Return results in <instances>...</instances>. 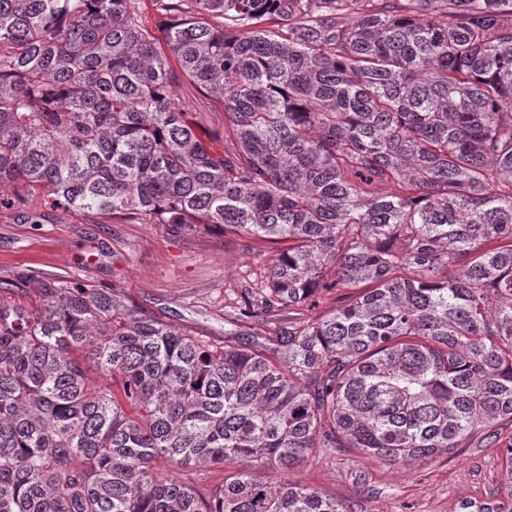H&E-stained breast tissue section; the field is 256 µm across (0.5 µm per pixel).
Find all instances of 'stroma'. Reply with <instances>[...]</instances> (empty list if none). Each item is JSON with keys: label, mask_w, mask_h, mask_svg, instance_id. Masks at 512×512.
Masks as SVG:
<instances>
[{"label": "stroma", "mask_w": 512, "mask_h": 512, "mask_svg": "<svg viewBox=\"0 0 512 512\" xmlns=\"http://www.w3.org/2000/svg\"><path fill=\"white\" fill-rule=\"evenodd\" d=\"M174 93L200 138L223 136L218 96L200 93L184 77ZM274 253L270 243L218 226L124 224L93 211L51 208L40 194L29 197L26 209H0V277L34 270L116 285L126 300L173 328L218 345L230 331L258 337L277 329L274 321L227 316L241 289L255 287L267 273ZM497 429L498 443L476 435L451 454L425 460L325 450L284 478L335 497L349 512H462L467 501L512 512L501 477V445L512 439V423Z\"/></svg>", "instance_id": "stroma-1"}]
</instances>
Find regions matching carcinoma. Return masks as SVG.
I'll use <instances>...</instances> for the list:
<instances>
[{
    "instance_id": "1",
    "label": "carcinoma",
    "mask_w": 512,
    "mask_h": 512,
    "mask_svg": "<svg viewBox=\"0 0 512 512\" xmlns=\"http://www.w3.org/2000/svg\"><path fill=\"white\" fill-rule=\"evenodd\" d=\"M154 2L165 52L139 0H0V190L284 242L233 317L288 325L217 346L116 286L0 278V512H347L254 471L512 421V0ZM172 65L179 78L174 88L176 101L186 104L189 110L186 112L187 121L204 141L215 136L224 139V102L216 95L200 93L180 73L175 61ZM157 468L161 473H170L174 476V478L190 482L191 484L197 486L199 489H205L209 485L218 482L220 479L224 478V473L222 470L215 469L214 471H210L206 468L195 467L190 470H177V473L170 472V468L168 467L165 461H159L157 463Z\"/></svg>"
}]
</instances>
